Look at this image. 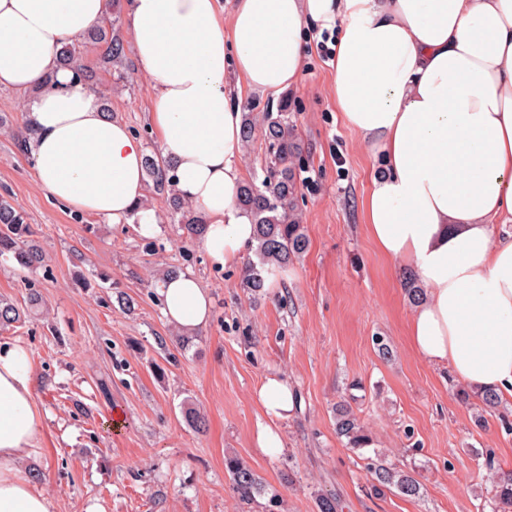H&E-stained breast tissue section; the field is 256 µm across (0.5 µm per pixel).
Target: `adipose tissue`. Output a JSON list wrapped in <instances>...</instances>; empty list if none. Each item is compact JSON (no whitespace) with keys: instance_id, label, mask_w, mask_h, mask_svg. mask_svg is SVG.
Instances as JSON below:
<instances>
[{"instance_id":"ef3b65f1","label":"adipose tissue","mask_w":512,"mask_h":512,"mask_svg":"<svg viewBox=\"0 0 512 512\" xmlns=\"http://www.w3.org/2000/svg\"><path fill=\"white\" fill-rule=\"evenodd\" d=\"M107 0H0V87L26 97L38 185L71 211L157 229L145 149L96 93L59 65L63 43L97 26ZM336 30L331 66L345 125L383 169L366 196L368 235L424 289L408 321L413 351L460 384L512 400V0H131L127 24L152 96L160 151L179 194L204 217L214 266L239 262L255 233L237 203L247 96L296 87L309 24ZM168 321L205 326L212 303L193 276H168ZM257 448L281 454L278 423L297 397L266 375ZM42 412L28 351L0 344V512H55L18 464Z\"/></svg>"}]
</instances>
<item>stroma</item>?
Masks as SVG:
<instances>
[{
    "label": "stroma",
    "instance_id": "35a3bbf8",
    "mask_svg": "<svg viewBox=\"0 0 512 512\" xmlns=\"http://www.w3.org/2000/svg\"><path fill=\"white\" fill-rule=\"evenodd\" d=\"M320 39V30L306 29L307 65L287 93L304 147L297 203L308 247L259 299L242 287L241 265L213 267L201 244L168 221L148 239L135 224L78 214L48 196L13 139L25 128L24 98L0 88V194L26 213L43 249L34 270L0 257V297L22 307L30 289L42 295L37 314L0 329V343L22 345L31 358L43 419L20 468L28 477L42 472L36 486L56 512H318V497L330 494L339 512H489L485 455L512 471V404L477 424L475 406L456 397L457 382L408 345L404 271L376 252L364 228L379 164L343 123ZM84 65L113 118L157 154L150 92L133 56L124 57L120 83L95 49ZM169 265L212 298L208 325L184 347L159 300V273ZM120 291L134 299L133 312L119 307ZM160 336L172 360L159 352ZM379 337L390 357L380 355ZM270 373L298 397L280 424L277 456L254 442L261 413L253 393ZM340 403L357 413L370 447L354 450L337 437ZM188 406L204 416L205 432L186 423ZM229 455L262 483L250 502L233 488ZM381 458L412 473L418 496L373 480Z\"/></svg>",
    "mask_w": 512,
    "mask_h": 512
}]
</instances>
